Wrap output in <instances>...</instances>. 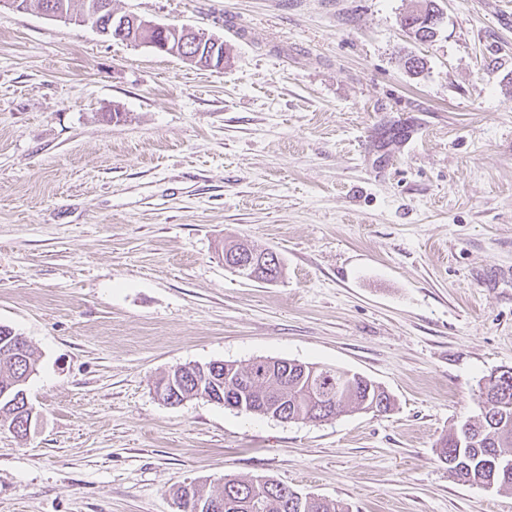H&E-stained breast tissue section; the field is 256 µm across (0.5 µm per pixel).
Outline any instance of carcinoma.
<instances>
[{"instance_id": "cac0c4a2", "label": "carcinoma", "mask_w": 512, "mask_h": 512, "mask_svg": "<svg viewBox=\"0 0 512 512\" xmlns=\"http://www.w3.org/2000/svg\"><path fill=\"white\" fill-rule=\"evenodd\" d=\"M112 0H22L26 9L43 10L54 3L85 16L94 24L104 18L98 13L99 4ZM425 8L431 24L425 30L415 28L416 19L407 15L402 24L420 42L433 40L443 20V14L435 7V0H418ZM35 371V359L28 342L11 329L0 327V386L10 385L20 379H29ZM171 392L177 396L197 395L206 391L209 383L203 380L197 365H184L171 371ZM224 379L226 387L221 390L224 402L241 405L237 412L246 415H264L274 405L275 396L283 391L288 395V412L284 421H311L329 409L338 415L348 407L367 411H386L391 397L372 380L347 370L328 365L317 366L314 378L302 375L294 369L288 370V378L271 371L261 358L246 364L223 362L214 374ZM247 379L250 385L242 392L228 387L239 379ZM25 400L12 394L0 399V420L13 426L17 437H27L23 428ZM479 417L475 422L465 421L438 444V459L448 465V473L456 480L471 485L489 484L498 488L512 489V469L500 468L499 461L512 458V368L496 370L484 378L480 385L478 400ZM223 498L235 503L233 512H299L290 488L276 481L259 484L252 479L224 475Z\"/></svg>"}]
</instances>
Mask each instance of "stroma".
Instances as JSON below:
<instances>
[{"label": "stroma", "mask_w": 512, "mask_h": 512, "mask_svg": "<svg viewBox=\"0 0 512 512\" xmlns=\"http://www.w3.org/2000/svg\"><path fill=\"white\" fill-rule=\"evenodd\" d=\"M437 3L419 44L415 0H112L222 39L218 70L0 8V326L38 416L0 426V512H178L228 473L349 512H512L436 458L512 367V0ZM230 240L282 278L236 276ZM259 357L392 407L286 423L154 394ZM418 5H421L422 7H424L425 9V12H426V16L431 18V24L430 25H427L425 27H422V26H418L417 28L415 27H410V25L412 23H415L418 19H415V18H412L410 16V14H412L414 12V10L410 13V14H407L404 18H403V21H402V24L404 26V28H406L410 34L414 35V38L420 42H429V41H432L433 38L435 37L436 33H437V29L439 27V25L441 24L442 20H443V14L440 13V11L435 7V3L436 1L435 0H419L417 1ZM411 20V22H409ZM425 29V30H422V33H420V29ZM22 344L24 351L18 348ZM10 354L9 356H4ZM35 371V359L28 342L11 329L0 327V386L28 380ZM25 385V388L27 386ZM197 368V364L178 367L162 377L159 383L165 381L172 374L173 386L171 387V392L172 395H177V399H179L180 395L192 394V396H195L200 390L206 392L211 383L203 380L201 372Z\"/></svg>", "instance_id": "35a3bbf8"}]
</instances>
